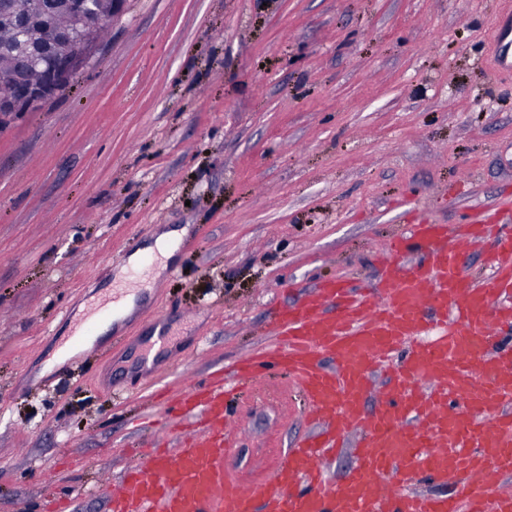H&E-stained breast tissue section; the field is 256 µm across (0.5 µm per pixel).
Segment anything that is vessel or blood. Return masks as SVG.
I'll return each instance as SVG.
<instances>
[{
  "label": "vessel or blood",
  "mask_w": 512,
  "mask_h": 512,
  "mask_svg": "<svg viewBox=\"0 0 512 512\" xmlns=\"http://www.w3.org/2000/svg\"><path fill=\"white\" fill-rule=\"evenodd\" d=\"M466 238L490 242V270L469 278L445 225H410L380 260L378 281L318 282L295 307L275 311L278 343L208 384L188 379L174 411L195 435L146 451L126 471L108 512H512V493L487 477L512 471V350L492 351L493 327L512 328V221L473 211ZM418 254L408 267L405 259ZM129 284L113 287L62 346L90 343ZM399 360L374 411L375 377ZM286 368L307 397L315 429L285 454L269 481L229 479L233 414L228 384ZM360 432L356 464L326 471L348 430ZM449 481L450 496L415 492L418 477Z\"/></svg>",
  "instance_id": "obj_1"
}]
</instances>
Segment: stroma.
Instances as JSON below:
<instances>
[{"instance_id": "obj_1", "label": "stroma", "mask_w": 512, "mask_h": 512, "mask_svg": "<svg viewBox=\"0 0 512 512\" xmlns=\"http://www.w3.org/2000/svg\"><path fill=\"white\" fill-rule=\"evenodd\" d=\"M503 0H127L38 109L0 120V512L107 478L184 422L168 407L276 345L268 314L322 280L376 277L405 225L512 207ZM185 229L173 275L112 354L48 371L109 289L110 257ZM169 318L178 338L139 359ZM231 477L272 476L311 422L288 373L239 392Z\"/></svg>"}]
</instances>
